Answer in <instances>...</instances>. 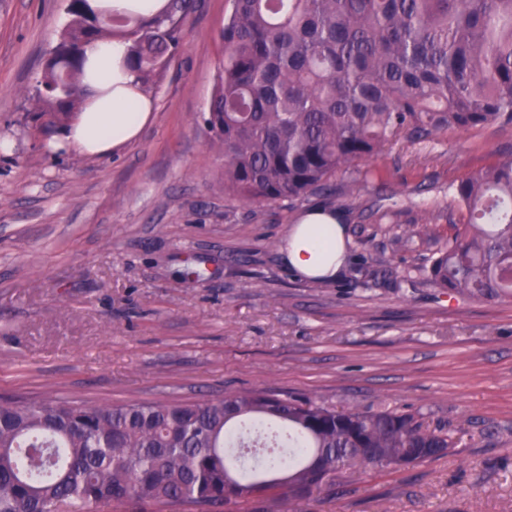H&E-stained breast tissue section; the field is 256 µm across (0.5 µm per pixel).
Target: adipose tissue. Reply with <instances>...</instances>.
Wrapping results in <instances>:
<instances>
[{
	"label": "adipose tissue",
	"instance_id": "obj_1",
	"mask_svg": "<svg viewBox=\"0 0 512 512\" xmlns=\"http://www.w3.org/2000/svg\"><path fill=\"white\" fill-rule=\"evenodd\" d=\"M127 39L99 42L88 53L94 77L86 81V108L72 123L67 139L80 151L102 156L134 142L154 111L126 65ZM345 214L314 206L292 227L281 256L286 266L309 278H337L346 268Z\"/></svg>",
	"mask_w": 512,
	"mask_h": 512
}]
</instances>
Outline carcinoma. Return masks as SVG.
Masks as SVG:
<instances>
[{
    "label": "carcinoma",
    "instance_id": "cac0c4a2",
    "mask_svg": "<svg viewBox=\"0 0 512 512\" xmlns=\"http://www.w3.org/2000/svg\"><path fill=\"white\" fill-rule=\"evenodd\" d=\"M194 0L147 22L68 0L38 101L84 109L86 53L118 29L146 85L167 67ZM206 123L224 148V192L240 200L343 195L390 139L512 123V0H230ZM463 231L430 268L450 295L512 297V155L461 181ZM454 447L396 410L337 412L251 388L195 402L89 406L47 396L0 402V512H308L336 473L396 470Z\"/></svg>",
    "mask_w": 512,
    "mask_h": 512
}]
</instances>
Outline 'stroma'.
I'll return each instance as SVG.
<instances>
[{"mask_svg":"<svg viewBox=\"0 0 512 512\" xmlns=\"http://www.w3.org/2000/svg\"><path fill=\"white\" fill-rule=\"evenodd\" d=\"M230 9L199 0L142 89L156 109L140 137L92 157L38 110L63 0H0V400L261 387L337 411L384 406L447 428L454 448L344 470L310 512H512V298H451L427 277L466 222L454 185L512 154V125L399 138L340 198H232L206 125ZM315 205L347 216L345 278L280 259Z\"/></svg>","mask_w":512,"mask_h":512,"instance_id":"1","label":"stroma"}]
</instances>
